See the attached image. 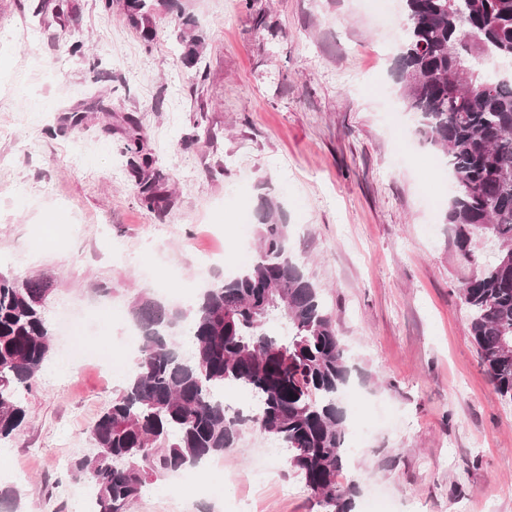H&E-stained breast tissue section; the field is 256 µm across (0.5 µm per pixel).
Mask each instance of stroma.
<instances>
[{
	"instance_id": "obj_1",
	"label": "stroma",
	"mask_w": 512,
	"mask_h": 512,
	"mask_svg": "<svg viewBox=\"0 0 512 512\" xmlns=\"http://www.w3.org/2000/svg\"><path fill=\"white\" fill-rule=\"evenodd\" d=\"M378 26L379 0H179L145 42L124 0H0V272L50 274L51 321L84 313L89 345L120 332L144 293L197 295L238 250L241 211L287 215L298 259L322 288L353 365L342 487L354 512H512V401L470 336L444 206L439 152L415 161L395 60L406 23ZM205 45L185 58L183 17ZM83 52L68 50L73 42ZM144 142L140 202L125 152ZM132 365L50 361L22 399V432L0 444V487L21 512H78L70 467ZM244 429L207 473L151 484L127 512H319L283 456Z\"/></svg>"
}]
</instances>
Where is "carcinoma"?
Wrapping results in <instances>:
<instances>
[{"mask_svg": "<svg viewBox=\"0 0 512 512\" xmlns=\"http://www.w3.org/2000/svg\"><path fill=\"white\" fill-rule=\"evenodd\" d=\"M407 23L395 70L416 131L441 151L452 177L444 223L459 263L472 269L458 296L497 393L512 400V75L487 78V57L512 62V0H404ZM155 39L152 0L127 12ZM195 66L202 41L188 33ZM254 258L214 279L191 304L149 294L130 310L140 348L133 373L92 428L96 452L73 474L95 488L97 512H127L152 481L224 455L251 425L285 454L321 512H352L336 481L350 427L352 366L321 288L294 254L279 203L257 212ZM495 241L493 260L473 239ZM52 280L0 275V441L26 419L29 390L54 350L48 317ZM252 399L230 412L224 388ZM19 493L0 489V512H18Z\"/></svg>", "mask_w": 512, "mask_h": 512, "instance_id": "obj_1", "label": "carcinoma"}]
</instances>
